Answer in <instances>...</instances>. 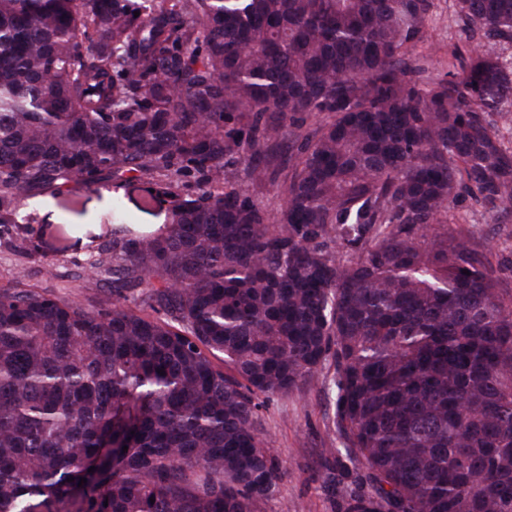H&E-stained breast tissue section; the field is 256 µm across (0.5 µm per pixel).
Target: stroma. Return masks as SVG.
I'll return each instance as SVG.
<instances>
[{"mask_svg":"<svg viewBox=\"0 0 512 512\" xmlns=\"http://www.w3.org/2000/svg\"><path fill=\"white\" fill-rule=\"evenodd\" d=\"M451 4L434 0L429 37L417 49L434 77L447 72L449 51L465 53L474 45L456 22ZM148 188L147 181L134 180L27 199L24 210L32 214V222L0 229V287L19 283L61 298L98 301L110 283L95 273L93 263L100 247L112 243V225L105 215L113 198L124 202L143 229H158L167 220L170 199L148 202ZM459 210L469 221L449 225V235L490 242L503 263L502 283L512 288V215L493 224L470 201H461ZM332 412L330 396L314 381L288 396L271 398L261 408L258 430L267 452L279 461L282 476L260 512H338L323 490L324 451L336 445V434L328 426Z\"/></svg>","mask_w":512,"mask_h":512,"instance_id":"obj_1","label":"stroma"}]
</instances>
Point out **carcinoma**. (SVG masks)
I'll list each match as a JSON object with an SVG mask.
<instances>
[{"label":"carcinoma","instance_id":"1","mask_svg":"<svg viewBox=\"0 0 512 512\" xmlns=\"http://www.w3.org/2000/svg\"><path fill=\"white\" fill-rule=\"evenodd\" d=\"M433 6L0 0V226L108 181L172 201L149 234L112 203V295L0 289V512H257L260 398L315 378L327 488L366 472L341 512H512V288L448 237L462 197L512 211V0H453L479 42L438 79ZM281 173L272 217L238 182Z\"/></svg>","mask_w":512,"mask_h":512}]
</instances>
